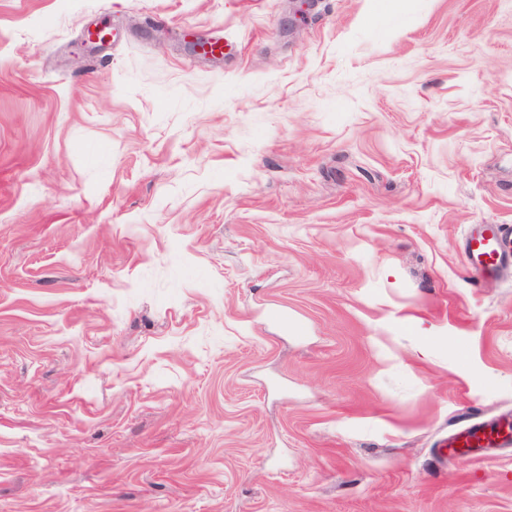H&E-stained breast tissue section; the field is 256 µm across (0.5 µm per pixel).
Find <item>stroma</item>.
Instances as JSON below:
<instances>
[{"label":"stroma","mask_w":512,"mask_h":512,"mask_svg":"<svg viewBox=\"0 0 512 512\" xmlns=\"http://www.w3.org/2000/svg\"><path fill=\"white\" fill-rule=\"evenodd\" d=\"M289 8L0 0V512H512V0ZM512 252V226L471 232L465 239L464 254L468 264L478 273L499 271ZM508 442L507 431L498 432L495 425L490 426L479 423L472 426L469 430L454 435L450 439L451 446L457 448H482L485 445H497Z\"/></svg>","instance_id":"obj_1"}]
</instances>
